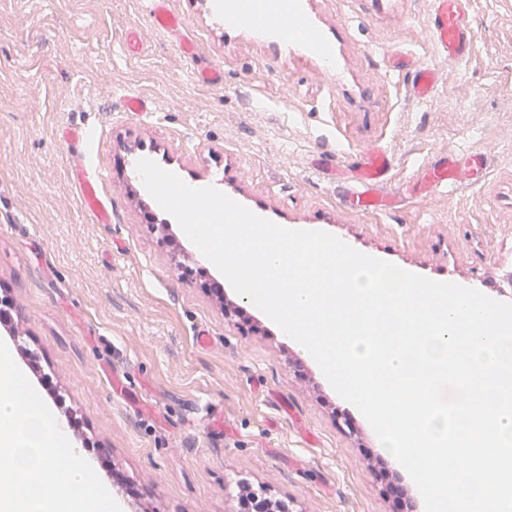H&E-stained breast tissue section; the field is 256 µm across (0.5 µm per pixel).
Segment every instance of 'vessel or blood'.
<instances>
[{
	"label": "vessel or blood",
	"instance_id": "b4317fda",
	"mask_svg": "<svg viewBox=\"0 0 512 512\" xmlns=\"http://www.w3.org/2000/svg\"><path fill=\"white\" fill-rule=\"evenodd\" d=\"M146 2L148 15L157 29L172 34L181 30L182 19L172 8L171 0ZM470 3L471 0H429L428 27L432 41L440 58L452 66L467 61L475 39L467 21ZM393 70L403 74L409 93L416 99H427L437 85L435 70L420 61L403 57ZM63 136L72 147V178L84 208L95 223H111L112 204L101 192L107 181L106 173L88 168L76 151L75 146L83 137L81 131L67 130ZM393 166V158L384 147L367 148L354 167L345 202L367 213L382 214L395 209L397 201L387 189ZM427 175L435 188L446 189L466 183L469 171L450 156L428 166Z\"/></svg>",
	"mask_w": 512,
	"mask_h": 512
}]
</instances>
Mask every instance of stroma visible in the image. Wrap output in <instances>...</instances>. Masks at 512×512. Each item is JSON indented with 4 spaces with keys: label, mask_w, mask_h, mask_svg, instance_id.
<instances>
[{
    "label": "stroma",
    "mask_w": 512,
    "mask_h": 512,
    "mask_svg": "<svg viewBox=\"0 0 512 512\" xmlns=\"http://www.w3.org/2000/svg\"><path fill=\"white\" fill-rule=\"evenodd\" d=\"M299 3L333 67L298 39L227 26L216 0H172L178 36L143 0H0V308L20 334L16 364L56 418L79 422L85 460L136 512H237L249 489L292 512H397L389 483L419 494L180 226L152 232L171 217L139 159L435 281L496 298L512 282V0H474L475 53L451 69L424 26L428 0ZM396 52L436 70L429 98L388 73ZM210 65L223 84L196 79ZM129 92L154 112L124 111ZM75 128L86 164L110 176L111 223L92 222L72 182L60 135ZM374 144L404 199L388 214L346 206V177L311 165ZM447 154L487 167L451 192L419 187V168Z\"/></svg>",
    "instance_id": "stroma-1"
}]
</instances>
